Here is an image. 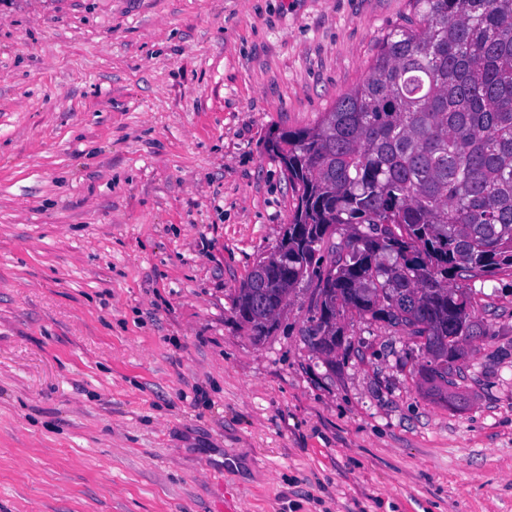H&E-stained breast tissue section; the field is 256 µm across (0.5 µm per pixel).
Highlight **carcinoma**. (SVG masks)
Segmentation results:
<instances>
[{
  "instance_id": "1",
  "label": "carcinoma",
  "mask_w": 512,
  "mask_h": 512,
  "mask_svg": "<svg viewBox=\"0 0 512 512\" xmlns=\"http://www.w3.org/2000/svg\"><path fill=\"white\" fill-rule=\"evenodd\" d=\"M412 2L363 83L269 139L297 202L233 306L268 336L314 282L310 335L339 346L338 319L369 315L405 328L424 375H451L477 335L476 293L454 284L512 275V0Z\"/></svg>"
}]
</instances>
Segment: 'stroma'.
I'll return each mask as SVG.
<instances>
[{"label":"stroma","instance_id":"1","mask_svg":"<svg viewBox=\"0 0 512 512\" xmlns=\"http://www.w3.org/2000/svg\"><path fill=\"white\" fill-rule=\"evenodd\" d=\"M410 0H0V512H512V278L454 388L399 327L235 291Z\"/></svg>","mask_w":512,"mask_h":512}]
</instances>
